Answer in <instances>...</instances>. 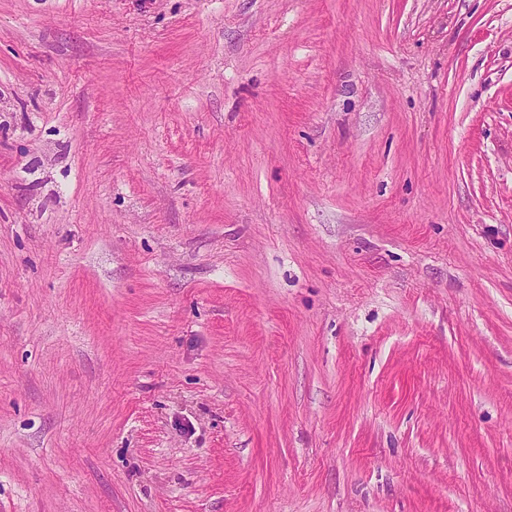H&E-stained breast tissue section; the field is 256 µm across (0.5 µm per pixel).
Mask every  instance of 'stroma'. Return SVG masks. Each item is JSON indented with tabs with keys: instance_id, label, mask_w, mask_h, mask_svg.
Returning <instances> with one entry per match:
<instances>
[{
	"instance_id": "1",
	"label": "stroma",
	"mask_w": 512,
	"mask_h": 512,
	"mask_svg": "<svg viewBox=\"0 0 512 512\" xmlns=\"http://www.w3.org/2000/svg\"><path fill=\"white\" fill-rule=\"evenodd\" d=\"M0 512H512V0H0Z\"/></svg>"
}]
</instances>
